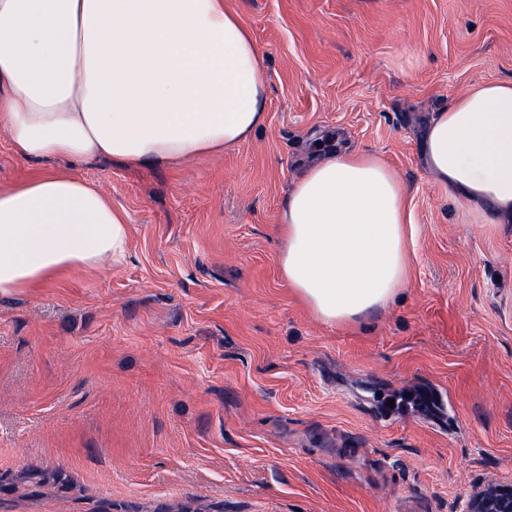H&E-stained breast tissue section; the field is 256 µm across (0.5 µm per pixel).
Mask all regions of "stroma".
Listing matches in <instances>:
<instances>
[{
	"mask_svg": "<svg viewBox=\"0 0 512 512\" xmlns=\"http://www.w3.org/2000/svg\"><path fill=\"white\" fill-rule=\"evenodd\" d=\"M267 120L164 169L57 162L130 220L122 267L0 296V512H462L512 483V224L450 200L432 114L512 79V0H224ZM341 134L408 191V278L323 321L280 274Z\"/></svg>",
	"mask_w": 512,
	"mask_h": 512,
	"instance_id": "1",
	"label": "stroma"
}]
</instances>
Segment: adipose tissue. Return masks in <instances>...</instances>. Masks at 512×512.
<instances>
[{
    "label": "adipose tissue",
    "mask_w": 512,
    "mask_h": 512,
    "mask_svg": "<svg viewBox=\"0 0 512 512\" xmlns=\"http://www.w3.org/2000/svg\"><path fill=\"white\" fill-rule=\"evenodd\" d=\"M266 65L224 0H0V134L30 177L0 188V296L121 266L129 220L49 161L169 168L266 121ZM424 158L451 199L512 223V81L449 100ZM407 191L376 156L311 165L280 219L278 267L324 321L385 306L408 277Z\"/></svg>",
    "instance_id": "1"
}]
</instances>
